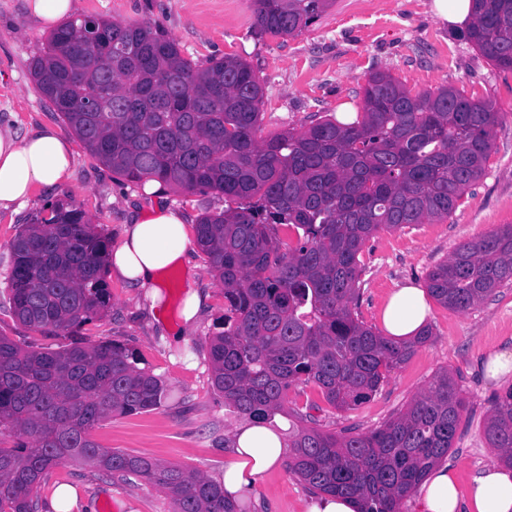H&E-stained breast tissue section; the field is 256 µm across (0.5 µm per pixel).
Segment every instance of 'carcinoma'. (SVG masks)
Instances as JSON below:
<instances>
[{"label": "carcinoma", "instance_id": "carcinoma-1", "mask_svg": "<svg viewBox=\"0 0 512 512\" xmlns=\"http://www.w3.org/2000/svg\"><path fill=\"white\" fill-rule=\"evenodd\" d=\"M332 3L254 0L255 29L294 35ZM473 3L468 40L512 70V0ZM32 75L113 173L230 203L199 219L196 243L224 288V317L209 340L211 384L236 416L271 419L299 381L351 409L431 339L425 325L413 341H394L354 316L360 255L383 229L448 218L484 172L498 125L492 103L455 87L413 95L378 71L363 87L360 119L328 118L259 140L264 87L250 65L226 56L199 68L148 26L94 16L54 31ZM108 246L73 201L46 204L11 244L15 318L60 333L105 312ZM508 285L512 225L460 244L427 275L432 297L457 311ZM167 398L164 382L123 344L30 350L0 335V512H39L35 485L71 459L147 482L174 512H243L196 470L90 438L102 421ZM464 407L456 381L441 372L370 433L297 429L288 469L315 492L355 499L358 512H401L448 455ZM485 436L512 465V387L496 398Z\"/></svg>", "mask_w": 512, "mask_h": 512}]
</instances>
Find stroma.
Segmentation results:
<instances>
[{
  "instance_id": "stroma-1",
  "label": "stroma",
  "mask_w": 512,
  "mask_h": 512,
  "mask_svg": "<svg viewBox=\"0 0 512 512\" xmlns=\"http://www.w3.org/2000/svg\"><path fill=\"white\" fill-rule=\"evenodd\" d=\"M431 4L432 0H334L302 32L282 36L254 33L253 0H76L75 14L151 26L200 67L227 56L248 63L264 80L260 125L264 137L286 128L302 130L341 112H360L362 89L378 70L389 71L415 94L453 86L494 105L500 124L484 173L449 218L381 230L364 247L354 311L359 320L378 330L382 305L393 288L406 283L426 287L429 270L449 259L459 244L512 225V70L496 67L466 35L450 34L435 19ZM48 37L27 16L25 0H0V128L22 136L50 126L72 142L75 152L70 177L62 186L36 193L16 211L0 212V335L36 349H56L72 338L25 327L11 312L6 288L12 266L10 243L22 225L47 201L68 198L114 247L131 210L149 204L142 188L112 173L78 143L72 128L36 85L31 63ZM166 202L182 211L192 226L205 213L225 206L223 197L199 191H171ZM186 257L207 297L188 322L178 316L185 295L180 270L173 268L164 275L167 309L158 315L151 313L144 291L107 276L109 307L85 324L77 337L135 349L146 368L165 382L170 396L159 409L101 422L91 437L102 447L175 463L218 481L239 424L210 383L207 341L224 313V290L208 272L197 245L188 247ZM428 323L430 342L418 346L369 400L338 411L325 403L315 384H298L289 389L278 421L290 425L298 415L308 414L327 431L368 433L403 411L438 373L448 372L457 381L466 408L444 461L460 485H467L476 471L498 458L484 426L506 387L487 379L485 363L493 353L512 349V285L497 289L466 311L432 303ZM61 484L77 490L78 505L72 512H173L163 492L138 481L108 477L81 460L49 470L37 488L39 499H48ZM255 492L267 512H306L312 495L284 465L267 472Z\"/></svg>"
}]
</instances>
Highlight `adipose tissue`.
I'll list each match as a JSON object with an SVG mask.
<instances>
[{
    "label": "adipose tissue",
    "instance_id": "adipose-tissue-1",
    "mask_svg": "<svg viewBox=\"0 0 512 512\" xmlns=\"http://www.w3.org/2000/svg\"><path fill=\"white\" fill-rule=\"evenodd\" d=\"M74 162L72 145L52 128L42 127L21 138L0 130V210L23 206L36 192L66 182ZM145 192L152 205L124 224L108 266L129 286L156 297L164 273L183 266L190 239L183 212L164 205L160 184L147 183ZM429 314L424 290L405 285L389 293L381 320L388 338L404 342L416 335ZM231 444L223 484L225 495L233 499L281 465L283 443L276 431L256 420L237 427ZM415 512H512V467L486 464L464 487L449 467L434 468L416 494Z\"/></svg>",
    "mask_w": 512,
    "mask_h": 512
}]
</instances>
